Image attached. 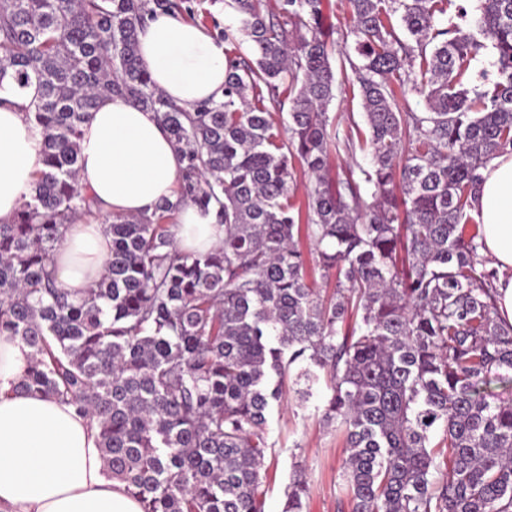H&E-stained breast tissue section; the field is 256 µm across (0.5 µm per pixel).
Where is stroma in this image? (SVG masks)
Listing matches in <instances>:
<instances>
[{"mask_svg": "<svg viewBox=\"0 0 512 512\" xmlns=\"http://www.w3.org/2000/svg\"><path fill=\"white\" fill-rule=\"evenodd\" d=\"M326 28L332 29L335 51L332 64L342 82L328 108L342 126L363 124L364 114L359 94L353 93L355 75L342 67L344 54L353 52V42L344 41L350 25L347 0H324ZM329 395L326 384H319L309 401L288 397L282 408L273 410L267 427L272 453L267 460L265 512H282L284 490L291 474L293 456H300L306 465L311 489L309 512H350L351 506L342 473L346 435L342 428L324 424L323 408Z\"/></svg>", "mask_w": 512, "mask_h": 512, "instance_id": "1", "label": "stroma"}]
</instances>
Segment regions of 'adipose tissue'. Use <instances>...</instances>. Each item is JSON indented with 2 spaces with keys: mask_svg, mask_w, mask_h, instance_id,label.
Here are the masks:
<instances>
[{
  "mask_svg": "<svg viewBox=\"0 0 512 512\" xmlns=\"http://www.w3.org/2000/svg\"><path fill=\"white\" fill-rule=\"evenodd\" d=\"M227 47L200 26L166 12L138 35L143 68L168 99L186 108L224 97ZM34 88L0 81V223H11L40 168L42 133L26 112ZM79 183L95 199L98 218L69 227L57 255L59 284L83 294L112 251L107 219L152 213L175 199L184 161L164 125L121 97L83 125ZM475 202L485 256L497 278L498 313L512 324V153L482 172ZM180 250L205 252L224 239L210 212L184 206L174 227ZM29 364L19 340L0 336V512H142L121 483L105 475L96 431L72 406L16 386Z\"/></svg>",
  "mask_w": 512,
  "mask_h": 512,
  "instance_id": "ef3b65f1",
  "label": "adipose tissue"
}]
</instances>
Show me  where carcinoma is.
I'll list each match as a JSON object with an SVG mask.
<instances>
[{"label":"carcinoma","instance_id":"cac0c4a2","mask_svg":"<svg viewBox=\"0 0 512 512\" xmlns=\"http://www.w3.org/2000/svg\"><path fill=\"white\" fill-rule=\"evenodd\" d=\"M449 2L349 0L368 129L355 135L328 114L323 0H226L224 43L250 56L226 53L224 101L192 112L137 48L147 15L189 6L0 0V80L36 87L43 135L29 197L0 224V336L30 349L17 389L88 416L106 476L143 512H264L267 416L294 366L304 401L329 381L323 420L346 433L352 512H512V324L495 273L477 270L472 216L480 170L512 152V0H478L466 29L437 26ZM487 49L495 80L467 85ZM283 94L286 120L265 106ZM114 95L157 113L186 165L175 200L112 219L103 273L71 298L54 257L94 207L81 127ZM357 148L370 167L330 179L331 151ZM188 203L217 209L222 245L178 250L166 220ZM292 458L282 512H306Z\"/></svg>","mask_w":512,"mask_h":512}]
</instances>
